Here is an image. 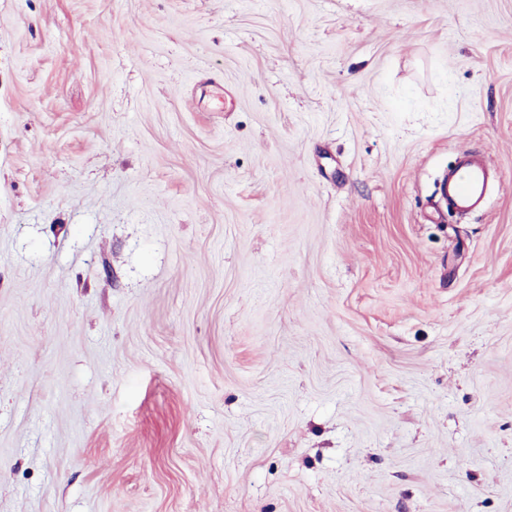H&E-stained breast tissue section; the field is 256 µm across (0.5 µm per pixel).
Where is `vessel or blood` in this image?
Returning a JSON list of instances; mask_svg holds the SVG:
<instances>
[{
  "label": "vessel or blood",
  "mask_w": 512,
  "mask_h": 512,
  "mask_svg": "<svg viewBox=\"0 0 512 512\" xmlns=\"http://www.w3.org/2000/svg\"><path fill=\"white\" fill-rule=\"evenodd\" d=\"M488 183L489 168L484 156L465 151L440 182L438 192L450 209L470 214L483 209Z\"/></svg>",
  "instance_id": "obj_1"
}]
</instances>
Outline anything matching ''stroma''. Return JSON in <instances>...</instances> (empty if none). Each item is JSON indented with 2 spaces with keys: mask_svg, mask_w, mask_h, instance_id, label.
<instances>
[{
  "mask_svg": "<svg viewBox=\"0 0 512 512\" xmlns=\"http://www.w3.org/2000/svg\"><path fill=\"white\" fill-rule=\"evenodd\" d=\"M0 512H512V0H0ZM489 183V168L484 156L464 151L439 186L438 192L456 212L474 213L484 207Z\"/></svg>",
  "mask_w": 512,
  "mask_h": 512,
  "instance_id": "obj_1",
  "label": "stroma"
}]
</instances>
